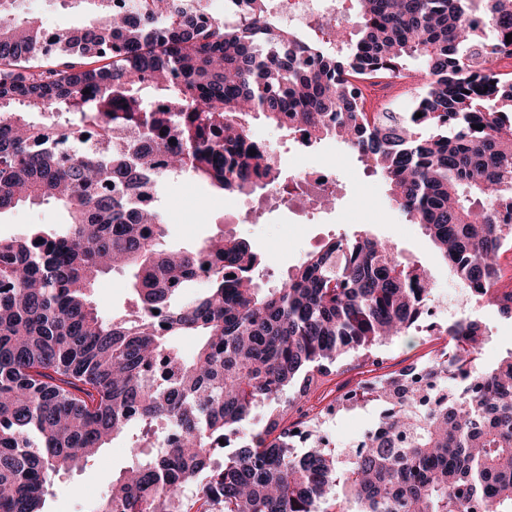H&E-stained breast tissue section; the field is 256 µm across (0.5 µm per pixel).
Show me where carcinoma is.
<instances>
[{"mask_svg":"<svg viewBox=\"0 0 512 512\" xmlns=\"http://www.w3.org/2000/svg\"><path fill=\"white\" fill-rule=\"evenodd\" d=\"M15 2L0 0V214L53 202L69 221L0 238V512H45L55 482L118 436L134 463L94 512H512V350L481 364L488 336L468 318L439 329L450 350L352 391L385 413L346 467L323 436L296 452L285 406L245 433L343 356L380 364L429 313L421 261L360 231L265 288L249 241L168 247L163 213L141 203L166 174L230 194L279 185L275 159L246 143L259 114L307 147L356 150L465 302L512 317V78L487 66L512 58V0H355L356 33L323 15L313 40L273 0H228L230 22L194 0L126 15L89 0L95 18L49 54ZM412 58L409 108L366 111L364 84L392 85ZM203 268L205 291L182 299ZM109 272L129 274L135 318L95 305ZM181 336L197 341L190 358Z\"/></svg>","mask_w":512,"mask_h":512,"instance_id":"obj_1","label":"carcinoma"}]
</instances>
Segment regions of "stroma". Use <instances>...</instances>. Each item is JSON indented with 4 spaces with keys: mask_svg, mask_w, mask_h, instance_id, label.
Segmentation results:
<instances>
[{
    "mask_svg": "<svg viewBox=\"0 0 512 512\" xmlns=\"http://www.w3.org/2000/svg\"><path fill=\"white\" fill-rule=\"evenodd\" d=\"M16 7L21 16L37 18L50 30L76 28L90 20L85 0H18ZM250 129L276 153L283 176H293L301 169L332 168L336 177L335 206L312 210L292 195L276 210L264 211L262 221L257 222L251 207L243 205L240 197L222 193L203 180L173 175L165 180L156 201L165 216L170 244L188 247L220 232L247 239L261 259V283L271 288L279 285L308 252L329 239L365 231L394 243L406 257L421 260L435 290L447 301L446 306L432 307L430 316L410 335L381 347L380 365L354 354L345 356L336 375L289 410L287 422L319 423L330 446L338 454H345L378 422L384 410L375 401L348 404L346 393L378 375L434 358L448 347L446 337L437 334V326L463 315L482 322L490 336L482 362L494 364L512 350V318L503 317L492 306L459 305L462 289L437 257L422 226L410 223L397 210L386 180L369 171L357 154L333 139L303 147L261 118L253 120ZM66 221L65 212L55 205L25 204L0 215V237L23 236L36 228L58 230ZM94 299L109 316L127 318L135 309L125 277L117 274L98 279ZM131 463L126 439H114L94 461L54 487L46 500V512H90L113 479Z\"/></svg>",
    "mask_w": 512,
    "mask_h": 512,
    "instance_id": "1",
    "label": "stroma"
}]
</instances>
